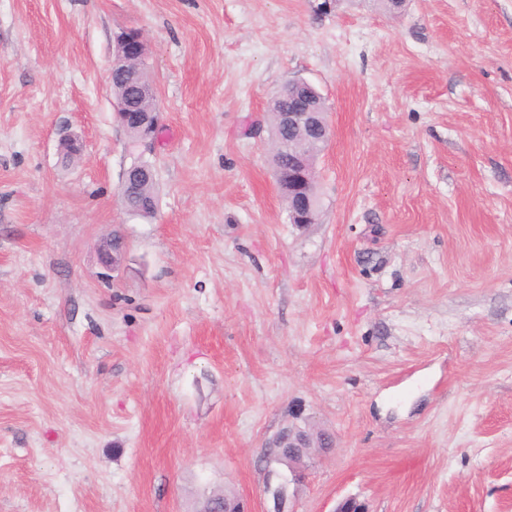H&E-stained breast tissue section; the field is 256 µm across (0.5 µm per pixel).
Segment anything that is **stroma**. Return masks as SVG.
<instances>
[{
  "label": "stroma",
  "mask_w": 512,
  "mask_h": 512,
  "mask_svg": "<svg viewBox=\"0 0 512 512\" xmlns=\"http://www.w3.org/2000/svg\"><path fill=\"white\" fill-rule=\"evenodd\" d=\"M128 28L150 218L119 193ZM294 79L331 127L303 225L269 154ZM294 410L335 446L290 512H512V0H0V512H266ZM138 68L140 70V83L132 85L130 83L136 82L137 76L135 71L132 69L126 71L127 79L130 82L127 83V81L123 79L119 70L114 71L112 77L111 63L112 93L117 102H124L126 106L129 103H132L136 107L137 111L141 112L143 116L152 117L151 122L147 126L150 127L151 138H154L159 122V111L156 104L155 90L152 80L148 74L146 61L139 62ZM140 200H135L127 207L133 213L142 217H151L156 208V179L155 175L148 181L140 184L139 188Z\"/></svg>",
  "instance_id": "35a3bbf8"
}]
</instances>
